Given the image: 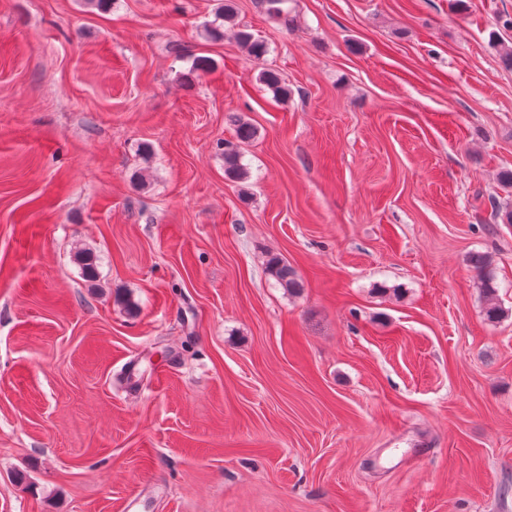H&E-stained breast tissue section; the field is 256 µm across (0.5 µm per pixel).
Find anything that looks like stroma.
<instances>
[{"label": "stroma", "instance_id": "1", "mask_svg": "<svg viewBox=\"0 0 512 512\" xmlns=\"http://www.w3.org/2000/svg\"><path fill=\"white\" fill-rule=\"evenodd\" d=\"M219 5L0 0V512H512V0ZM470 262L480 277L483 294L490 302L486 309L487 319L490 321L499 319L502 311L494 302H492L498 290V284L496 283V278L490 268L489 261L485 255L476 253L471 256ZM268 273L276 282L288 291L298 286L295 271L288 266V263L280 260H272L268 264Z\"/></svg>", "mask_w": 512, "mask_h": 512}]
</instances>
